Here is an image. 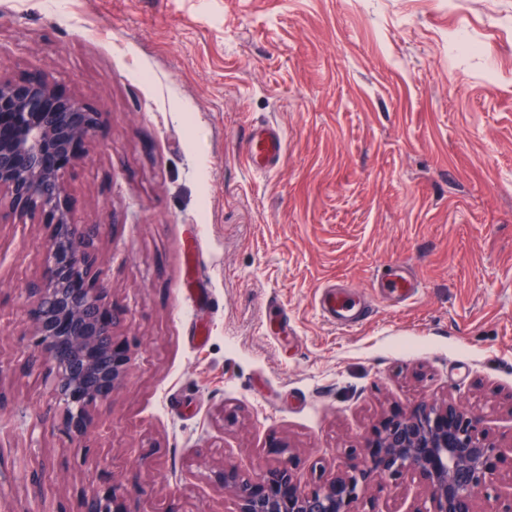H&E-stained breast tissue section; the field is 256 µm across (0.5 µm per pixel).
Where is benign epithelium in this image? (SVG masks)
Instances as JSON below:
<instances>
[{
  "label": "benign epithelium",
  "mask_w": 512,
  "mask_h": 512,
  "mask_svg": "<svg viewBox=\"0 0 512 512\" xmlns=\"http://www.w3.org/2000/svg\"><path fill=\"white\" fill-rule=\"evenodd\" d=\"M0 111L12 121L0 136V217L17 224H46L48 268L28 289L32 345L62 411V431L86 434L91 409L122 389L130 372L127 351L116 344L120 315L108 314L95 242L100 225L75 221L65 203L69 172L79 163L77 145L91 139L101 113L54 81L0 78ZM417 475L426 498L410 512H512V447L502 448L483 426V415L451 401H422L384 419L362 453L345 458L334 477L309 489L296 487L289 462L268 463L255 478L225 464L216 474L240 512H360L371 484ZM78 512H130L120 488L92 485Z\"/></svg>",
  "instance_id": "benign-epithelium-1"
}]
</instances>
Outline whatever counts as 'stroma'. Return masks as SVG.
Segmentation results:
<instances>
[{
  "mask_svg": "<svg viewBox=\"0 0 512 512\" xmlns=\"http://www.w3.org/2000/svg\"><path fill=\"white\" fill-rule=\"evenodd\" d=\"M0 77L102 113L67 203L100 227L131 357L63 435L25 299L49 230L0 223V512H77L92 480L129 512H239L223 464L286 452L307 488L423 400L512 444V0H0ZM263 123L284 158L258 175ZM400 270L401 304L380 289ZM333 283L362 323L320 315ZM423 496L407 473L358 507ZM283 150V135L278 127H258L246 139L242 156L249 169L265 173L277 168Z\"/></svg>",
  "mask_w": 512,
  "mask_h": 512,
  "instance_id": "obj_1",
  "label": "stroma"
}]
</instances>
